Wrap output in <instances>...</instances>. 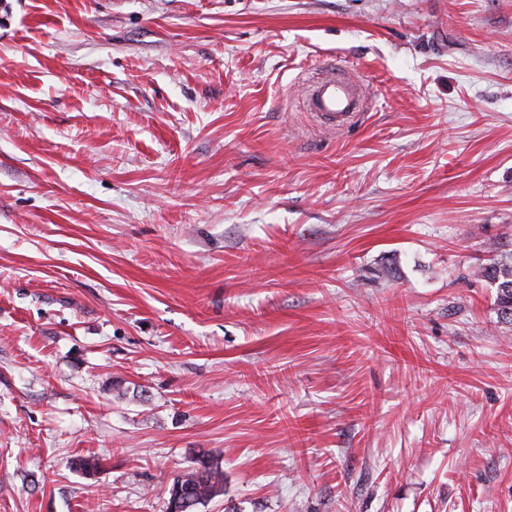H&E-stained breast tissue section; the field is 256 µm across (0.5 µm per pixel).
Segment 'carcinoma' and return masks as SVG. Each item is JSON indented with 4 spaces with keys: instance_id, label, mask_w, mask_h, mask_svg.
Listing matches in <instances>:
<instances>
[{
    "instance_id": "1",
    "label": "carcinoma",
    "mask_w": 512,
    "mask_h": 512,
    "mask_svg": "<svg viewBox=\"0 0 512 512\" xmlns=\"http://www.w3.org/2000/svg\"><path fill=\"white\" fill-rule=\"evenodd\" d=\"M473 276L496 288V314L501 323H512V257L496 255L473 270ZM224 491V469L210 454L200 455L193 466L176 476L169 499H177L174 512H197L206 500Z\"/></svg>"
}]
</instances>
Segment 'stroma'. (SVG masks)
Masks as SVG:
<instances>
[{
  "instance_id": "1",
  "label": "stroma",
  "mask_w": 512,
  "mask_h": 512,
  "mask_svg": "<svg viewBox=\"0 0 512 512\" xmlns=\"http://www.w3.org/2000/svg\"><path fill=\"white\" fill-rule=\"evenodd\" d=\"M498 247L512 0H0V512H512ZM306 99L309 110L333 129L351 125L364 103L362 86L355 77L330 71L308 85ZM473 276L496 288V314L501 323H512V257L497 253L489 263L480 265ZM221 492L224 469L218 459L203 453L190 469L174 478L169 488V504L174 497L178 503L177 509L169 512H197L200 505Z\"/></svg>"
}]
</instances>
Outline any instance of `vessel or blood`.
I'll list each match as a JSON object with an SVG mask.
<instances>
[{"label": "vessel or blood", "mask_w": 512, "mask_h": 512, "mask_svg": "<svg viewBox=\"0 0 512 512\" xmlns=\"http://www.w3.org/2000/svg\"><path fill=\"white\" fill-rule=\"evenodd\" d=\"M306 99L310 111L335 129L351 125L364 103L360 82L355 77L333 72L325 73L309 84Z\"/></svg>", "instance_id": "1"}]
</instances>
